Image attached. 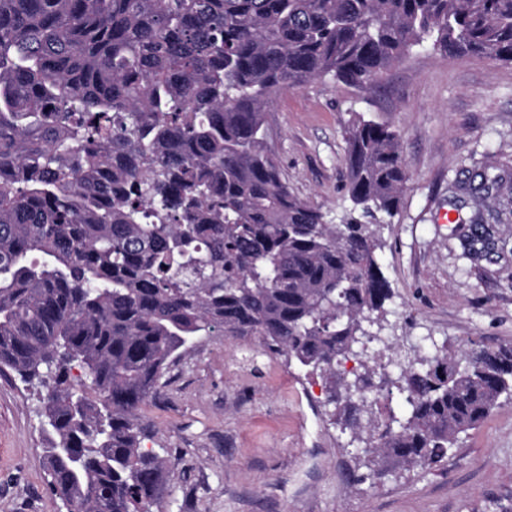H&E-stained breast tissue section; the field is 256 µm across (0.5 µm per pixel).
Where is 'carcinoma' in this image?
Segmentation results:
<instances>
[{"mask_svg": "<svg viewBox=\"0 0 512 512\" xmlns=\"http://www.w3.org/2000/svg\"><path fill=\"white\" fill-rule=\"evenodd\" d=\"M425 46L512 65V0H0V369L48 388L45 467L76 512H163L138 412L197 336H259L325 378L379 462L439 467L512 399V345H478L462 369L403 358L407 418L361 419L389 383L363 322L393 297L363 220L398 212L400 135L348 122L344 224L266 148L281 93L368 92ZM465 237L471 258L500 255L482 211ZM358 347L347 379L336 362Z\"/></svg>", "mask_w": 512, "mask_h": 512, "instance_id": "obj_1", "label": "carcinoma"}]
</instances>
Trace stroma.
Wrapping results in <instances>:
<instances>
[{
    "label": "stroma",
    "mask_w": 512,
    "mask_h": 512,
    "mask_svg": "<svg viewBox=\"0 0 512 512\" xmlns=\"http://www.w3.org/2000/svg\"><path fill=\"white\" fill-rule=\"evenodd\" d=\"M394 126L409 180L371 230L394 296L383 335L422 357L512 344V250L471 261L459 230L477 172L512 163V65L413 51L373 91L313 81L266 112L289 187L330 223L346 217L344 128L353 113ZM328 386L258 337L200 336L138 417L169 470L165 512H512V401L460 434L444 468L375 467L342 431ZM47 390L0 371V512H68L49 487Z\"/></svg>",
    "instance_id": "1"
}]
</instances>
